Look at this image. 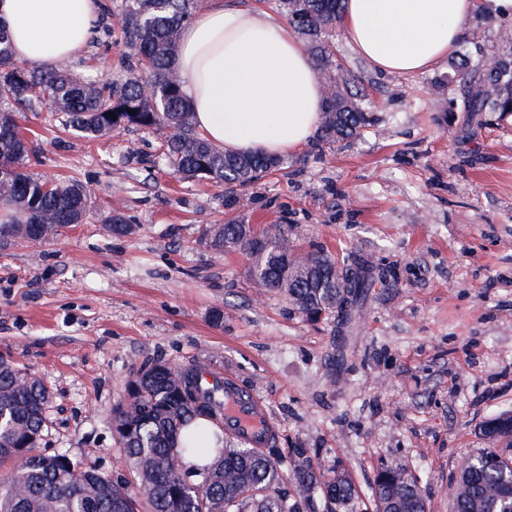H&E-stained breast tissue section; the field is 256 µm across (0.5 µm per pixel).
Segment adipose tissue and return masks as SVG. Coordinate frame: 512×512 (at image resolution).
Masks as SVG:
<instances>
[{"label": "adipose tissue", "mask_w": 512, "mask_h": 512, "mask_svg": "<svg viewBox=\"0 0 512 512\" xmlns=\"http://www.w3.org/2000/svg\"><path fill=\"white\" fill-rule=\"evenodd\" d=\"M103 0H0L14 57L45 68L81 54ZM512 17V0H344L342 31L377 70L413 75L453 55L476 11ZM202 137L227 152L281 156L308 145L325 89L290 29L211 0L180 32L173 61Z\"/></svg>", "instance_id": "ef3b65f1"}]
</instances>
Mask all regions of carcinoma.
I'll list each match as a JSON object with an SVG mask.
<instances>
[{"instance_id": "1", "label": "carcinoma", "mask_w": 512, "mask_h": 512, "mask_svg": "<svg viewBox=\"0 0 512 512\" xmlns=\"http://www.w3.org/2000/svg\"><path fill=\"white\" fill-rule=\"evenodd\" d=\"M343 0H276L290 25L304 39L326 97L318 133L321 146L333 149L374 124L364 106L356 77L325 34L340 22ZM202 0H121L111 13L113 31L129 49L126 75L119 82L85 78L60 62L39 71L20 66L11 36L0 22V205L26 216V223L0 224V243L54 240L68 224L83 223L90 209V185L78 180L46 181L28 172L33 143L22 133L18 114L35 106L62 113L65 126L94 139L128 128H168L162 143L168 166L187 177L206 180L235 194L271 171L288 166L284 157L227 153L195 130L193 112L182 94L172 62L181 28ZM511 21L499 23V44L467 47L448 75L462 87L448 100L482 125V114L512 113ZM135 110L129 114L128 110ZM117 119H112L111 115ZM108 231L127 235L120 213L106 216ZM288 224H273L258 235L234 219L206 231L209 245L249 256L258 288L284 293L288 304L310 321L338 317L347 322L382 273L357 255L341 260L319 248L288 252ZM198 369L154 360L128 381L112 405V433L125 461L117 475L87 468L65 451L39 449L47 428L49 391L42 380L0 359V512H351L355 490L342 475L323 481L302 453L292 460L295 493L287 504L279 466L282 452L231 442L211 430L223 420L217 388L204 391ZM482 435L512 447V414L484 422ZM209 459L201 476L182 469L180 458ZM378 512H414L425 503L417 480L405 470L383 467L372 487ZM452 512H512V453L487 448L457 473Z\"/></svg>"}]
</instances>
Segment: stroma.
Segmentation results:
<instances>
[{"instance_id": "35a3bbf8", "label": "stroma", "mask_w": 512, "mask_h": 512, "mask_svg": "<svg viewBox=\"0 0 512 512\" xmlns=\"http://www.w3.org/2000/svg\"><path fill=\"white\" fill-rule=\"evenodd\" d=\"M334 40L377 125L290 155L233 208L224 188L160 161L166 131L88 140L47 108L26 112L29 172L95 189L84 223L0 247V357L50 391L43 449L120 471L110 409L125 382L148 360L196 364L258 393L280 447L344 468L353 512H375L384 466L418 478L427 512H451L461 460L489 446L481 424L512 412V114L472 127L440 109L449 63L387 74ZM124 56L101 25L69 65L119 80ZM114 210L132 234L107 232ZM235 215L296 225L292 251L357 254L387 279L351 325L308 321L254 286L245 253L209 247L206 229Z\"/></svg>"}]
</instances>
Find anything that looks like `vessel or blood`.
Instances as JSON below:
<instances>
[{"label": "vessel or blood", "instance_id": "vessel-or-blood-1", "mask_svg": "<svg viewBox=\"0 0 512 512\" xmlns=\"http://www.w3.org/2000/svg\"><path fill=\"white\" fill-rule=\"evenodd\" d=\"M224 431L254 448L267 447L278 434L263 401L229 374L224 377Z\"/></svg>", "mask_w": 512, "mask_h": 512}]
</instances>
